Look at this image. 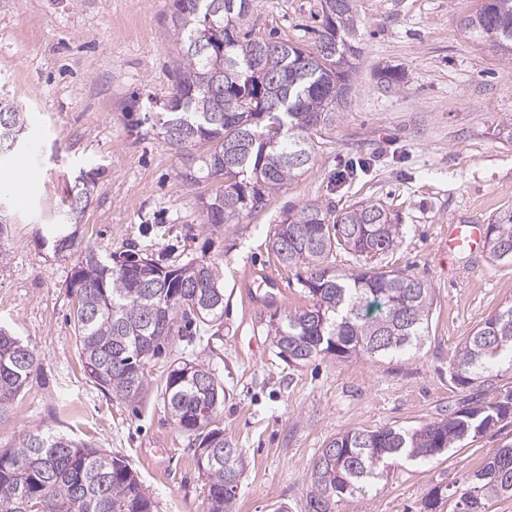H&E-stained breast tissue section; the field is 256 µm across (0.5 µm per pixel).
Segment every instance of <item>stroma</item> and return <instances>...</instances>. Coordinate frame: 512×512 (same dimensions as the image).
I'll return each mask as SVG.
<instances>
[{"instance_id": "35a3bbf8", "label": "stroma", "mask_w": 512, "mask_h": 512, "mask_svg": "<svg viewBox=\"0 0 512 512\" xmlns=\"http://www.w3.org/2000/svg\"><path fill=\"white\" fill-rule=\"evenodd\" d=\"M317 0H251L247 19L261 36L308 44ZM477 0H357L360 57L353 91L313 163L262 210L211 231L201 196L211 182L180 178L189 154L166 145L145 123L173 84L172 46L160 32L168 0H0V101L23 104L30 133L22 151L31 175L15 191L0 169V326L38 354L10 412L0 417V448L38 428L52 429L126 457L157 512H204L208 487L186 436L160 395L173 360L208 366L226 398L215 422L242 448L232 512H306L315 459L351 429L417 427L448 415L462 396L478 401L512 390L501 372L462 391L448 379L460 343L512 300V265L486 252L448 255V227L489 224L512 208V147L496 126L512 123V60L493 39L460 27ZM398 74L393 88L381 75ZM354 178H347L349 169ZM97 184L80 224L83 244L110 255L133 248L164 265L218 259L224 320L192 340L183 332L149 362L139 401L126 402L84 375L69 282L74 257L46 244L80 173ZM379 201L399 216L396 246L375 265L430 281L434 310L422 351L393 361L321 356L301 365L276 357L269 322L310 301L270 241L284 211L310 201L342 208ZM268 271L276 301L253 302L244 274ZM512 440V419L461 448L423 462L392 465L376 489L336 512H424L443 488L437 512H458L464 472Z\"/></svg>"}]
</instances>
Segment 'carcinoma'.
Listing matches in <instances>:
<instances>
[{
    "mask_svg": "<svg viewBox=\"0 0 512 512\" xmlns=\"http://www.w3.org/2000/svg\"><path fill=\"white\" fill-rule=\"evenodd\" d=\"M322 30L303 47L285 37L288 55L262 56L266 38L242 28L250 0H170L162 35L175 48L174 83L156 115L157 135L180 151L207 146L195 165L198 178L223 177L201 197L204 223L212 228L267 204L312 163L336 107L351 93L350 59L359 55L356 0H319ZM472 37L488 35L512 53V0H481L461 23ZM3 119L25 139L27 112L3 106ZM91 185L75 181L65 208L66 223L53 230L58 255L77 256L69 287L76 345L84 373L98 388L124 400L141 397L145 364L173 336L177 317L214 326L224 317V274L220 263L201 260L161 266L134 251L105 258L81 246L66 224L80 222ZM398 219L380 202H358L339 211L309 202L292 207L272 243L286 251L281 264L303 268L301 285L310 308L270 323L276 354L295 364L321 355L393 358L421 349L433 309L431 283L401 269L338 271L330 258L343 249L372 258L392 249ZM489 258L512 264V209L485 227ZM197 296L195 312L169 294ZM512 364V303L488 316L455 350L450 380L469 388L503 362ZM38 363L34 350L0 327V417L11 408ZM167 372L161 395L179 430L197 449L220 439L227 451L196 458L207 479V512H230L242 467V449L224 430L200 419L224 402V386L210 369L197 376ZM512 418V390L499 400L464 406L444 419L415 428L348 430L327 443L311 468L308 512H335L336 501L368 492L400 460L430 459L491 432ZM458 512H486L489 502L512 497V443L495 449L483 465L462 475ZM0 512H155L129 462L67 434L39 428L13 448L0 450Z\"/></svg>",
    "mask_w": 512,
    "mask_h": 512,
    "instance_id": "cac0c4a2",
    "label": "carcinoma"
}]
</instances>
